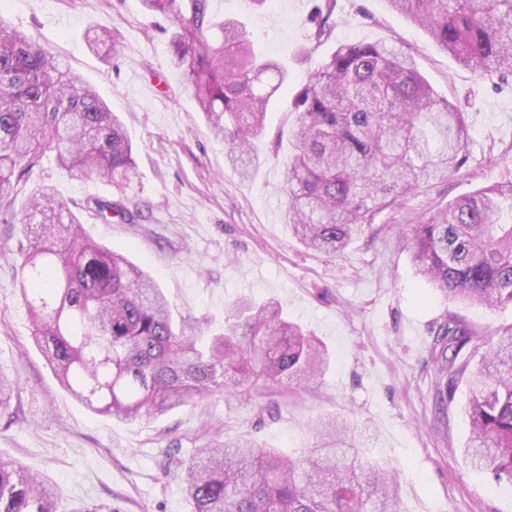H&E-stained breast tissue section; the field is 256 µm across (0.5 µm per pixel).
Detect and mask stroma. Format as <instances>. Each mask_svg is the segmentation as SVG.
<instances>
[{
    "mask_svg": "<svg viewBox=\"0 0 512 512\" xmlns=\"http://www.w3.org/2000/svg\"><path fill=\"white\" fill-rule=\"evenodd\" d=\"M314 0H213L246 19L252 40L287 59L290 80L268 108L264 136L254 142L262 164L243 179L224 163L179 71L157 18L137 0H0V14L51 45L124 119L137 147L143 218L104 224L82 214L85 232L145 267L163 288L175 316L221 323L225 305L245 295L281 303L289 319L321 341L331 366L314 391L271 393L248 403L213 396L157 419L127 422L92 413L58 382L32 341L13 258L25 235L0 222V366L18 382L0 412V455L56 486L61 506L109 504L114 512H189L167 454L189 458L209 440L248 439L293 457L314 447L312 426L336 416L346 440L372 460L391 463L404 512H512V489L490 491L485 473L462 455L468 399L459 384L447 414L434 395L431 348L446 315L477 331L512 323V310L492 311L446 297L417 272L401 237L414 218L496 182L512 181V83L496 88L459 65L386 0H336L334 30L311 59L305 23ZM108 28L120 53L112 66L89 51L90 30ZM390 41L417 62L449 100L469 98L467 165L420 184L400 206L379 214L345 254L308 251L285 222L283 191L288 106L331 45ZM35 180L74 205L109 197L103 183L69 176L44 161Z\"/></svg>",
    "mask_w": 512,
    "mask_h": 512,
    "instance_id": "35a3bbf8",
    "label": "stroma"
}]
</instances>
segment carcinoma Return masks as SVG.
Wrapping results in <instances>:
<instances>
[{
    "label": "carcinoma",
    "mask_w": 512,
    "mask_h": 512,
    "mask_svg": "<svg viewBox=\"0 0 512 512\" xmlns=\"http://www.w3.org/2000/svg\"><path fill=\"white\" fill-rule=\"evenodd\" d=\"M168 19L171 63L183 76L225 159L248 177L259 163L252 141L288 85V68L257 50L245 22L213 11V0H139ZM459 63L495 84L512 77V0H387ZM335 0L308 17L318 43L330 39ZM88 48L104 62L118 53L111 32ZM293 152L286 163L287 224L308 249L340 253L382 211L426 179L460 171L463 106L439 96L416 61L387 42L340 44L293 101ZM100 180L116 198L89 197L83 210L105 224H136L140 173L122 120L96 90L35 38L0 15V213L30 229L15 271L34 341L60 384L89 410L125 421L165 415L220 394L250 401L294 385L313 388L327 349L288 321L280 304L240 297L224 328L181 318L154 278L90 240L77 215L42 186L21 211L18 196L40 162ZM512 181L484 186L416 218L403 241L420 274L442 293L492 310L512 308ZM442 409L461 381L469 438L463 455L495 485L512 486V325L486 338L448 314L432 345ZM13 374L0 368V410ZM320 443L303 458L252 441L213 440L169 467L190 512H399L393 471L345 441L334 419L315 427ZM0 512H60L41 476L0 458Z\"/></svg>",
    "instance_id": "cac0c4a2"
}]
</instances>
